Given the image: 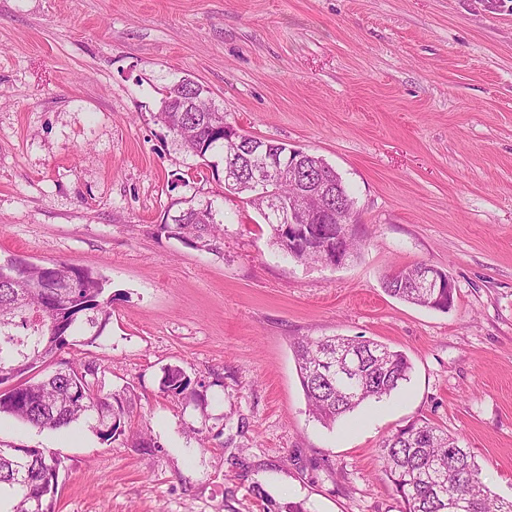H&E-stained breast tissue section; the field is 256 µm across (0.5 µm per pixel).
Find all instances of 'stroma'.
<instances>
[{"instance_id":"35a3bbf8","label":"stroma","mask_w":512,"mask_h":512,"mask_svg":"<svg viewBox=\"0 0 512 512\" xmlns=\"http://www.w3.org/2000/svg\"><path fill=\"white\" fill-rule=\"evenodd\" d=\"M203 84L244 132L313 153L354 200L360 254L304 264L155 115ZM212 202L205 252L161 229ZM99 272L112 318L64 350L130 387L131 434L0 417L60 457L54 512H405L379 448L423 420L512 498V0H0V259ZM426 263L445 312L382 280ZM361 336L412 369L325 427L294 341ZM180 366L199 395H164Z\"/></svg>"}]
</instances>
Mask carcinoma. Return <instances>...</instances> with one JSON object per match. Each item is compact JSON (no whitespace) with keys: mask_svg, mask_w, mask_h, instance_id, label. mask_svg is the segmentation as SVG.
Masks as SVG:
<instances>
[{"mask_svg":"<svg viewBox=\"0 0 512 512\" xmlns=\"http://www.w3.org/2000/svg\"><path fill=\"white\" fill-rule=\"evenodd\" d=\"M164 110L156 119L191 153L226 155L224 109L182 112L183 90L172 83ZM338 214L346 217L354 205L343 181L334 182ZM293 186L284 183L273 197H255L248 205L263 215L274 204L288 200ZM167 232L199 250L216 252L224 236L215 221L212 203H189ZM310 245L292 259L321 262L334 248L336 225L311 224ZM413 265L385 276L383 287L392 297L420 307L446 312L448 289L428 297L411 287ZM106 280L98 273L67 262L38 265L14 258L0 263V385L17 381L11 391H0V416L6 415L39 430L57 431L83 421L102 441L125 434L134 410L130 388L106 392L96 366L75 359L50 369L54 358L75 344L74 337L94 343L112 318V298L104 297ZM297 371L309 415L331 425L370 400L391 395L409 378L410 363L400 351L360 337L301 338L294 343ZM183 368H164L161 392L197 394ZM382 473L405 504L406 512H512V499L493 493L468 448L427 422L414 421L386 438L380 446ZM61 459L45 448H0V512H36L34 500L53 512Z\"/></svg>","mask_w":512,"mask_h":512,"instance_id":"1","label":"carcinoma"}]
</instances>
